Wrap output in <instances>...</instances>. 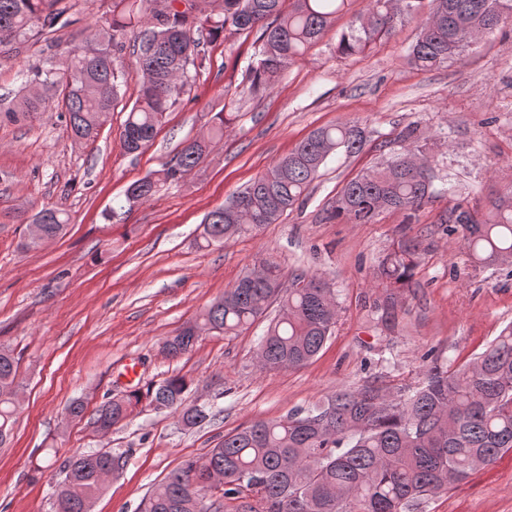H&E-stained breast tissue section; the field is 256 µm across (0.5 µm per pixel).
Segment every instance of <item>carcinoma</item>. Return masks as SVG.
I'll return each instance as SVG.
<instances>
[{"instance_id":"carcinoma-1","label":"carcinoma","mask_w":512,"mask_h":512,"mask_svg":"<svg viewBox=\"0 0 512 512\" xmlns=\"http://www.w3.org/2000/svg\"><path fill=\"white\" fill-rule=\"evenodd\" d=\"M180 10L176 0L158 9L154 0H112L111 18L91 27L83 44L66 51L59 68L32 73V90L0 119L18 122L38 112L40 88L62 87L66 121L78 140H93L109 120L125 70L116 52L128 29L139 26L136 63L142 81L123 125L122 142L138 153L154 138L166 112L185 93L189 68L206 58L201 42L212 41L228 25L260 31L262 49L248 69L256 88H270L321 36L333 17L348 11L349 0H202ZM369 0L368 8L341 36L340 54L363 53L392 35L401 3ZM60 0H0V46L22 41L36 27L51 29L62 12ZM512 22V0H431L421 32L409 49L417 68L433 70L459 59L463 50L493 29ZM227 118L216 113L207 136L182 146L173 164L131 184L127 206L149 200L159 180H177L196 167L212 143L223 139ZM362 131L347 123L313 130L269 171L232 200L207 214L200 247L250 234L275 224L303 203L327 159L339 149L357 150ZM433 169L420 149L401 153L382 169L351 179L336 200L334 216L350 224H372L385 211L412 217L433 194ZM37 233L26 246L36 248L63 233L70 222L63 209H43L34 218ZM458 235L479 267L512 264V197L497 199L485 214L457 204L441 219ZM422 243L401 237L379 265L381 279L394 290L409 285L420 263ZM262 271L243 274L200 316L166 340L170 357L192 350L202 332L237 336L267 317L257 353L259 369L298 368L312 361L330 339L339 315L336 289L316 274L284 278L280 266L265 261ZM20 383L17 361L0 349V446L12 431ZM190 384L171 376L145 392L113 397L90 418L106 432L141 404L177 415L193 427L210 417V408L186 403ZM512 452V326L485 351L454 367L437 359L426 365L415 388L374 383L340 389L311 407L278 419L258 420L224 435L202 461L188 460L145 496L138 512H419L430 498ZM121 457L88 450L63 465L54 512H91L108 475Z\"/></svg>"}]
</instances>
